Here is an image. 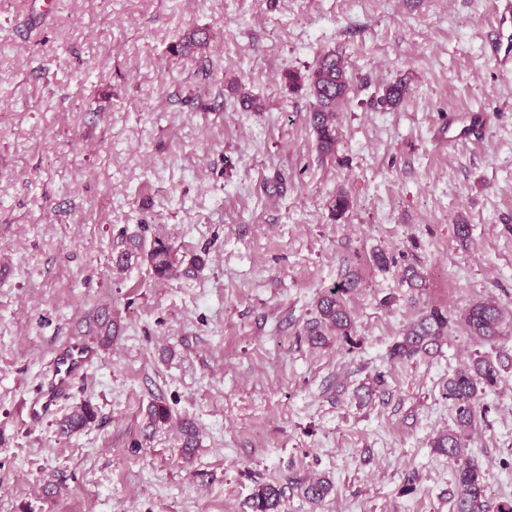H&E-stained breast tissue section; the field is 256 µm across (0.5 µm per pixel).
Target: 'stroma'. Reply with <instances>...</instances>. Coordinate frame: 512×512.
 Masks as SVG:
<instances>
[{
	"instance_id": "stroma-1",
	"label": "stroma",
	"mask_w": 512,
	"mask_h": 512,
	"mask_svg": "<svg viewBox=\"0 0 512 512\" xmlns=\"http://www.w3.org/2000/svg\"><path fill=\"white\" fill-rule=\"evenodd\" d=\"M499 4L0 0V512H253L268 483L281 512H449L455 466L432 446L455 427L446 383L512 361V66L483 49ZM196 31L205 46L172 53ZM329 51L351 89L324 155L315 99L284 74ZM399 80L403 102L380 104ZM467 111L487 125L450 145ZM132 235L204 263L117 268ZM353 275L351 339L311 345L318 299ZM484 299L505 313L488 344L461 321ZM104 307L108 347L89 330ZM427 307L450 317L438 352L390 360ZM71 343L92 360L31 420ZM155 402L172 423L149 426ZM84 403L96 421L59 435ZM476 406L467 446L493 510L512 502V368ZM321 477L332 490L309 502Z\"/></svg>"
}]
</instances>
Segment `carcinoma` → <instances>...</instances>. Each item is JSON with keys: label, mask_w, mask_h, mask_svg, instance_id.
<instances>
[{"label": "carcinoma", "mask_w": 512, "mask_h": 512, "mask_svg": "<svg viewBox=\"0 0 512 512\" xmlns=\"http://www.w3.org/2000/svg\"><path fill=\"white\" fill-rule=\"evenodd\" d=\"M288 86L297 87L301 80H307L311 94L316 99L317 108L310 115L320 150L329 154L336 145V105L343 101L350 89V80L341 57L334 52L319 55L315 67L303 78L295 72L284 73ZM406 94V84L402 81L388 85L380 102L388 107H396ZM146 257L160 278L176 274L181 262L172 248L161 240L151 244ZM357 285L354 277L331 289L320 297L317 303L318 317L307 324V335L314 344L326 343L325 331L350 338L353 321L346 306V296ZM504 321L502 307L494 301H478L465 312L463 322L471 335L483 342H492L501 335ZM97 332L101 344L112 340V314L101 312L96 319ZM448 331V316L436 307L424 310L412 321L390 351L396 360L411 359L418 355L430 356L434 348ZM502 365L488 357H480L469 366L458 370L448 379L446 395L454 402L457 430L440 435L433 447L457 462L454 473L456 493L451 498L450 512H486L484 476L466 452L464 433L473 425L476 417L475 399L478 387L493 388L501 379ZM96 419V412L89 404H84L61 421L59 432L70 435L79 431ZM332 490L327 480H317L306 485L303 495L315 503L324 499ZM282 489L274 484L261 486L253 497V512H278Z\"/></svg>", "instance_id": "1"}]
</instances>
